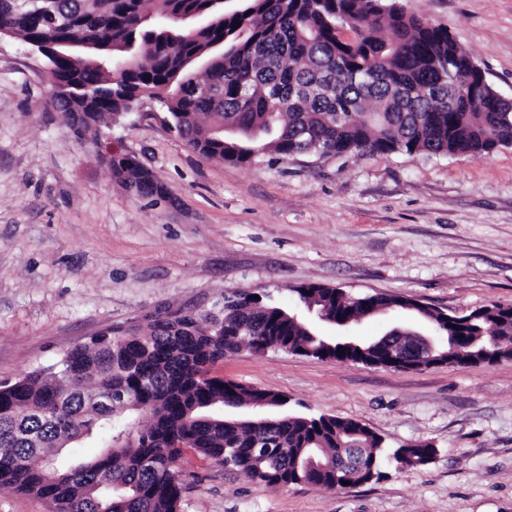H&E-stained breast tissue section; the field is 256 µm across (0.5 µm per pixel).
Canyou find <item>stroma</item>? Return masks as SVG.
Instances as JSON below:
<instances>
[{"label": "stroma", "instance_id": "stroma-1", "mask_svg": "<svg viewBox=\"0 0 512 512\" xmlns=\"http://www.w3.org/2000/svg\"><path fill=\"white\" fill-rule=\"evenodd\" d=\"M512 98V0H403ZM43 57L0 36V381L54 363L161 307L205 310L246 289L296 308L315 283L406 295L448 314L512 306V147L426 158L206 159L143 100L98 140L52 105ZM138 158L167 190L134 195L100 162ZM218 374L295 411L352 419L387 451L352 489L269 487L190 454L183 512H512V358L394 370L248 350ZM429 442L421 468L391 451Z\"/></svg>", "mask_w": 512, "mask_h": 512}]
</instances>
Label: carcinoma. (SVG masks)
Segmentation results:
<instances>
[{"mask_svg":"<svg viewBox=\"0 0 512 512\" xmlns=\"http://www.w3.org/2000/svg\"><path fill=\"white\" fill-rule=\"evenodd\" d=\"M72 20L67 34L93 45L86 62L54 63L55 108L81 135L98 134L155 100L171 130L199 155L250 164L274 154L455 156L512 147V100L448 32L400 0H50ZM203 15L184 31L178 19ZM10 36L28 44L59 36L15 0H0ZM349 35H344V32ZM221 44L216 58L212 46ZM193 57L212 60L203 70ZM112 177L137 196L164 186L136 156L107 158ZM318 319L357 322L395 305L429 328L441 311L408 296L352 297L339 288L296 289ZM239 289L203 311L158 310L147 324L67 351L55 364L0 382V491L34 496L49 512H181L178 464L194 452L270 487L343 484L336 461L349 442L365 458L361 485L379 480L382 440L354 420L305 416L279 392L207 377V367L246 348L376 365L372 343L316 335L270 296ZM466 337L459 364L512 357V316L492 305L450 327ZM113 389L131 399L117 412L89 403ZM78 438L97 456L64 454ZM430 443L396 450L424 467Z\"/></svg>","mask_w":512,"mask_h":512,"instance_id":"cac0c4a2","label":"carcinoma"}]
</instances>
